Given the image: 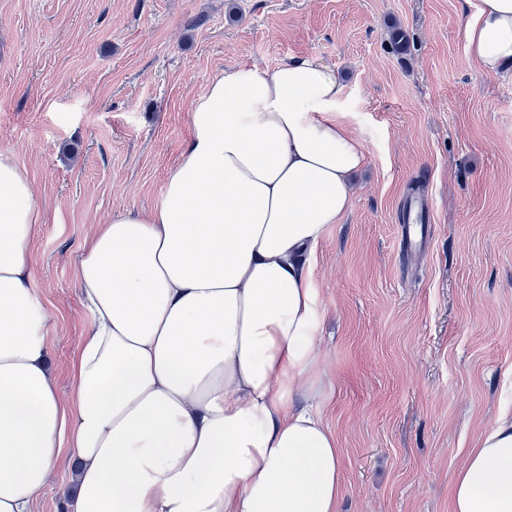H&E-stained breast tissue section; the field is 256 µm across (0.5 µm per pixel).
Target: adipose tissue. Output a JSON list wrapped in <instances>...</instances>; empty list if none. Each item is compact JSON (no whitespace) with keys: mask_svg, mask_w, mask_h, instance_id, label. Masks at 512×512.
<instances>
[{"mask_svg":"<svg viewBox=\"0 0 512 512\" xmlns=\"http://www.w3.org/2000/svg\"><path fill=\"white\" fill-rule=\"evenodd\" d=\"M463 37L483 71L512 63V0H478ZM343 92L305 58L212 78L153 209L82 245L91 325L65 397L31 273L44 216L0 150V512H32L64 459L67 512H337L308 259L367 163ZM452 512H512V410L467 452Z\"/></svg>","mask_w":512,"mask_h":512,"instance_id":"1","label":"adipose tissue"}]
</instances>
